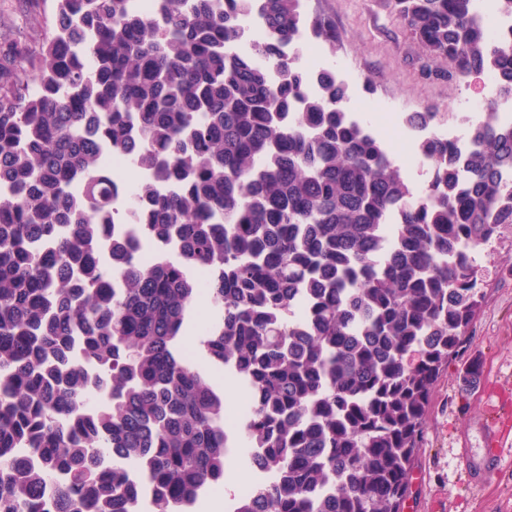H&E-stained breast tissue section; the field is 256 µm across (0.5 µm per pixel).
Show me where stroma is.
<instances>
[{
    "label": "stroma",
    "instance_id": "stroma-1",
    "mask_svg": "<svg viewBox=\"0 0 512 512\" xmlns=\"http://www.w3.org/2000/svg\"><path fill=\"white\" fill-rule=\"evenodd\" d=\"M307 15L336 27L340 39L323 51L326 62L346 70L357 87L355 106L379 105L406 116L433 107L438 121L456 122L460 101L478 99L479 79L456 85L418 75L421 49L390 14L385 0H303ZM24 0H0V38L37 47L41 35L25 17ZM485 300L457 357L437 378L423 427L403 512H512V443L502 447L499 467L484 486L472 485L467 457L483 445L492 404L486 382L512 384V226L477 255ZM478 361L482 375L469 382L466 367Z\"/></svg>",
    "mask_w": 512,
    "mask_h": 512
}]
</instances>
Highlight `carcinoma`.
I'll list each match as a JSON object with an SVG mask.
<instances>
[{
	"label": "carcinoma",
	"mask_w": 512,
	"mask_h": 512,
	"mask_svg": "<svg viewBox=\"0 0 512 512\" xmlns=\"http://www.w3.org/2000/svg\"><path fill=\"white\" fill-rule=\"evenodd\" d=\"M45 4L26 0L38 48L0 41V512H37L56 476L63 512H140L116 453L153 487L150 512L224 479V397L178 347L196 264L223 267L202 346L248 390L250 512H402L434 383L483 304L475 254L512 224V124L488 110L462 147L424 140L416 199L332 69L294 111L308 74L282 48L337 40L302 0ZM387 6L423 78L493 73L512 94V48L475 0ZM256 9L263 65L227 52ZM101 147L146 173L132 195ZM129 213L141 246L176 239L181 260L123 262L114 241L104 266Z\"/></svg>",
	"instance_id": "carcinoma-1"
}]
</instances>
